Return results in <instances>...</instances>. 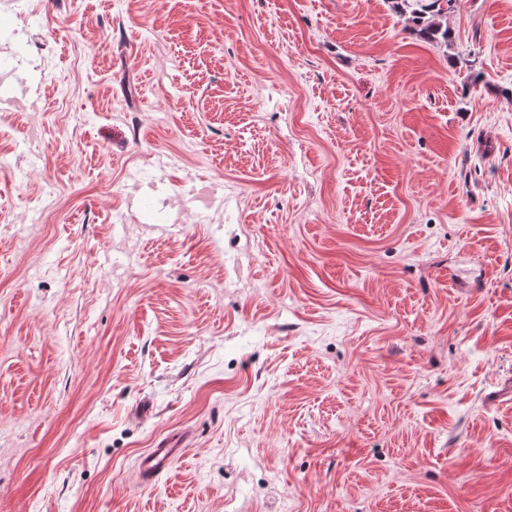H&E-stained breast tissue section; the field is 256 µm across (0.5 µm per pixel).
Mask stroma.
Instances as JSON below:
<instances>
[{
  "instance_id": "stroma-1",
  "label": "stroma",
  "mask_w": 512,
  "mask_h": 512,
  "mask_svg": "<svg viewBox=\"0 0 512 512\" xmlns=\"http://www.w3.org/2000/svg\"><path fill=\"white\" fill-rule=\"evenodd\" d=\"M442 23L0 0V512H512V0ZM188 437L187 433L184 432L158 438L153 448H148L139 459L141 481L143 483L153 481L176 461L180 460L188 445Z\"/></svg>"
}]
</instances>
